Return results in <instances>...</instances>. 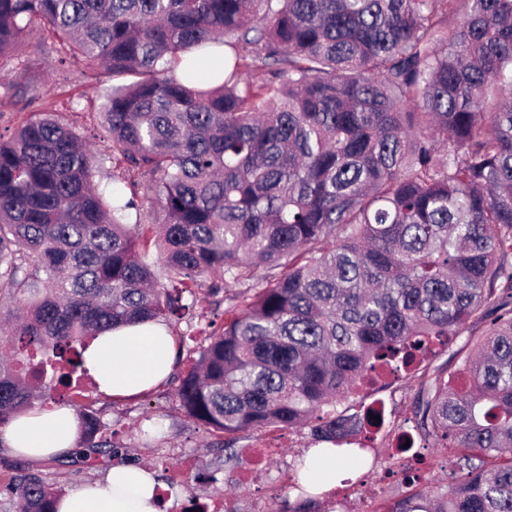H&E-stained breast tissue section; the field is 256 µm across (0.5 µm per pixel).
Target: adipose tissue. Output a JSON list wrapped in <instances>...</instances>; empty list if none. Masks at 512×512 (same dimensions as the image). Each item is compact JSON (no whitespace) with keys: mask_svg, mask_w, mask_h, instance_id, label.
<instances>
[{"mask_svg":"<svg viewBox=\"0 0 512 512\" xmlns=\"http://www.w3.org/2000/svg\"><path fill=\"white\" fill-rule=\"evenodd\" d=\"M173 338L164 324L147 322L105 331L83 354L84 366L100 391L115 397L139 394L168 375ZM78 419L67 406L24 412L0 431V442L16 453L45 459L72 452ZM157 481L142 467L117 465L94 484L63 495L59 512H162Z\"/></svg>","mask_w":512,"mask_h":512,"instance_id":"obj_1","label":"adipose tissue"}]
</instances>
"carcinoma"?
<instances>
[{
    "mask_svg": "<svg viewBox=\"0 0 512 512\" xmlns=\"http://www.w3.org/2000/svg\"><path fill=\"white\" fill-rule=\"evenodd\" d=\"M32 31L58 64L112 75V171L151 184L111 204L103 158L42 110L0 141V300L18 305L0 427L71 389L80 458L117 454L79 401L82 351L182 318L221 272L248 286L176 387L189 419L311 423L334 445L369 376L466 329L454 367L414 375L415 428L452 449L451 483L409 476L384 512H512V0H0V59ZM137 197L163 222L128 227ZM153 227L164 281L138 253ZM298 470L304 496L316 471ZM57 499L33 469L10 491L12 512Z\"/></svg>",
    "mask_w": 512,
    "mask_h": 512,
    "instance_id": "carcinoma-1",
    "label": "carcinoma"
}]
</instances>
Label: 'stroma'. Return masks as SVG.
<instances>
[{
    "mask_svg": "<svg viewBox=\"0 0 512 512\" xmlns=\"http://www.w3.org/2000/svg\"><path fill=\"white\" fill-rule=\"evenodd\" d=\"M23 55L35 58L33 82L51 90L46 108L56 112L67 126L79 133L90 148L111 155L112 142L102 124L98 105L112 88L108 75L60 71L39 34H31L20 47ZM240 288L225 285L220 296L207 289L196 292L190 314L167 326L175 340L173 369L154 390L134 399L115 400L99 392L90 380H83V400L99 409L114 443L121 445L123 463L134 464L155 473L166 496L164 512H188L193 501H222L235 512H294L305 506L306 512H335V499L315 496L311 499L290 492L291 478L299 462L317 441L311 426L287 430L269 427L233 436L189 420L177 406L173 394L178 379L205 345L214 328L224 323V300L233 298ZM415 395L408 380L382 388L361 390L356 403L376 399L388 402L396 418L411 417ZM238 459L226 462L227 449ZM373 454L375 468L351 464V477L368 483L365 508L373 512L379 503L393 501L405 489V474L414 467V459H391L384 441H377ZM110 461L104 458L85 463L63 456L33 461L12 453L0 444V512L7 505V489L20 469L41 472L53 490L63 493L105 478Z\"/></svg>",
    "mask_w": 512,
    "mask_h": 512,
    "instance_id": "stroma-1",
    "label": "stroma"
}]
</instances>
